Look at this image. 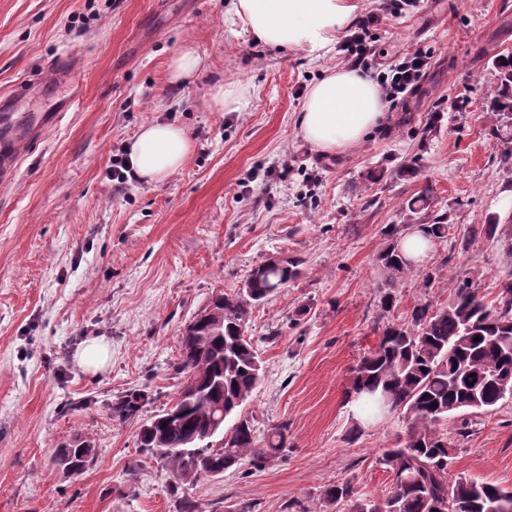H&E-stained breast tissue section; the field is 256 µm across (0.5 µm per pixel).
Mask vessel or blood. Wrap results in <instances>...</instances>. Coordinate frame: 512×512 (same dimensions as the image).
Returning <instances> with one entry per match:
<instances>
[{
	"instance_id": "obj_1",
	"label": "vessel or blood",
	"mask_w": 512,
	"mask_h": 512,
	"mask_svg": "<svg viewBox=\"0 0 512 512\" xmlns=\"http://www.w3.org/2000/svg\"><path fill=\"white\" fill-rule=\"evenodd\" d=\"M23 92L0 95V182H11L27 149L39 142L45 131L58 125L64 112L70 111L79 101L78 94H71L60 109L34 113L27 124H18L14 106L23 99Z\"/></svg>"
}]
</instances>
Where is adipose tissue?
<instances>
[{
	"label": "adipose tissue",
	"instance_id": "adipose-tissue-1",
	"mask_svg": "<svg viewBox=\"0 0 512 512\" xmlns=\"http://www.w3.org/2000/svg\"><path fill=\"white\" fill-rule=\"evenodd\" d=\"M355 0H231V21L266 45L299 49L311 60L332 53L357 18ZM378 85L361 71L334 67L312 84L299 115L302 137L325 154L345 152L385 127ZM185 131L156 121L145 124L127 151L136 178L161 181L177 172L189 152Z\"/></svg>",
	"mask_w": 512,
	"mask_h": 512
}]
</instances>
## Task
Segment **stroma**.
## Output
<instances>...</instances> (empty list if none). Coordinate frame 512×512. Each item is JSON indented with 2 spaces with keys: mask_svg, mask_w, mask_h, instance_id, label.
<instances>
[{
  "mask_svg": "<svg viewBox=\"0 0 512 512\" xmlns=\"http://www.w3.org/2000/svg\"><path fill=\"white\" fill-rule=\"evenodd\" d=\"M228 0H0V92L31 86L19 112L47 107L35 88L51 60L75 56L80 101L0 184V512H174L167 474L137 446L144 421L167 407L185 326L216 293L236 292L276 254L303 261L301 276L254 308L247 334L264 362L242 407L257 435L288 428V446L264 468L243 467L185 494L199 512H312L323 489L351 481L381 496L390 477L379 457L406 430L401 417L356 425L344 392L350 368L378 341L383 323L376 255L389 224L447 214L456 239L491 213L512 212V141L487 119L496 55L512 52V0H421L416 13L371 27L373 73L422 47L432 65L410 93L387 101L386 131L324 155L297 117L308 87L339 53L311 61L230 25ZM190 45L207 68L185 84L169 63ZM248 86L243 112L217 109L215 86ZM186 131L191 149L168 178L112 179V152L143 124ZM418 157L420 174L396 177ZM288 164L286 180L265 177ZM429 191V209L406 199ZM398 287L395 313L446 302L462 277L486 302L512 279L498 243L436 246ZM100 340L110 358L79 364ZM144 391L135 417H113L116 397ZM90 441L81 473L63 476L55 448ZM512 488V400L478 416L449 468Z\"/></svg>",
  "mask_w": 512,
  "mask_h": 512,
  "instance_id": "35a3bbf8",
  "label": "stroma"
}]
</instances>
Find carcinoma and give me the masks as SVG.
Instances as JSON below:
<instances>
[{
  "label": "carcinoma",
  "mask_w": 512,
  "mask_h": 512,
  "mask_svg": "<svg viewBox=\"0 0 512 512\" xmlns=\"http://www.w3.org/2000/svg\"><path fill=\"white\" fill-rule=\"evenodd\" d=\"M497 82L491 89L489 118L512 115V53L495 60ZM417 231L430 243H448L454 225L444 218L421 224ZM386 245L376 262L382 274L381 309L393 311L398 285L420 276L429 286L438 272L422 271L403 254L400 243L406 228L388 224ZM504 244L512 254V215H497L471 227L465 246L480 238ZM301 260L286 255L268 258L253 268L236 295L217 294L212 314L200 315L181 338L178 373L184 375L174 402L140 428L139 448L157 456L169 477L168 490L176 494L186 483L210 477L214 467L224 470L250 465L259 469L287 447L285 426L275 427L259 442L249 417L238 413L259 384L262 365L245 329L253 308L301 274ZM386 395L394 412L405 418L407 430L398 445L385 451L380 464L391 484L380 499L358 495L350 482H336L322 491L319 512L337 503H352V512H512V489L477 482L463 476L448 477L457 445L440 426L459 420L455 435L466 438L471 416L489 413L505 399H512V282L503 285L497 299L488 304L473 278H462L445 305L417 303L403 320L389 319L378 343L353 366L346 401L361 419H380L379 398ZM148 396L125 394L112 405L121 420L137 415ZM438 407H432V404ZM234 418L230 440L211 441L185 452L218 416ZM89 443L55 450L63 473L74 475L94 459Z\"/></svg>",
  "instance_id": "carcinoma-1"
}]
</instances>
